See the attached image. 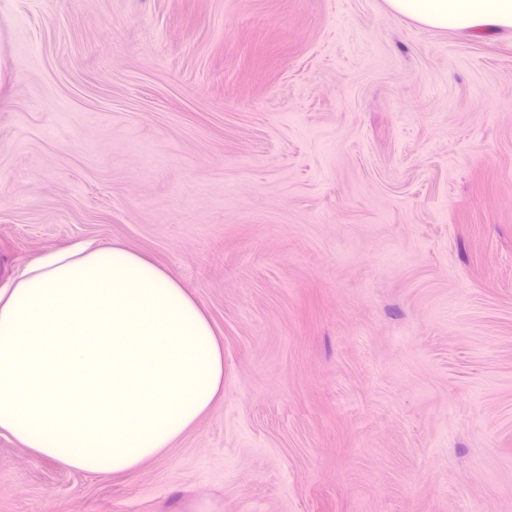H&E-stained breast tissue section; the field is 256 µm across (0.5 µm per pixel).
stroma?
<instances>
[{"label":"stroma","instance_id":"1","mask_svg":"<svg viewBox=\"0 0 512 512\" xmlns=\"http://www.w3.org/2000/svg\"><path fill=\"white\" fill-rule=\"evenodd\" d=\"M0 279L77 242L224 347L162 454L0 431V512H512V37L384 0H0Z\"/></svg>","mask_w":512,"mask_h":512}]
</instances>
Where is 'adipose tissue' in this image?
<instances>
[{
  "mask_svg": "<svg viewBox=\"0 0 512 512\" xmlns=\"http://www.w3.org/2000/svg\"><path fill=\"white\" fill-rule=\"evenodd\" d=\"M421 26L512 34V0H385ZM224 350L196 300L129 248L84 242L0 284V430L38 457L121 474L213 404Z\"/></svg>",
  "mask_w": 512,
  "mask_h": 512,
  "instance_id": "adipose-tissue-1",
  "label": "adipose tissue"
}]
</instances>
